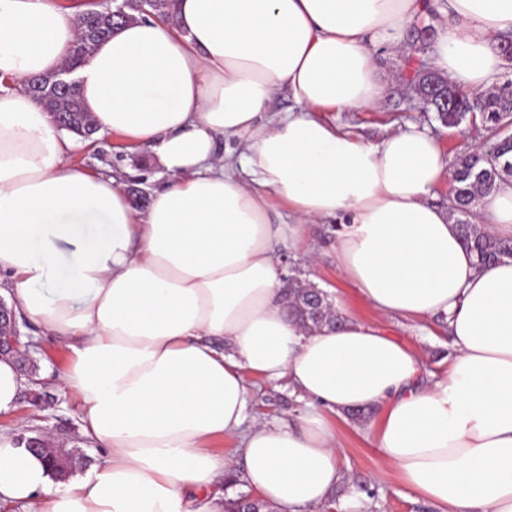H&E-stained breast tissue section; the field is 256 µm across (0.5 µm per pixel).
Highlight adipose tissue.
I'll return each instance as SVG.
<instances>
[{"label": "adipose tissue", "mask_w": 512, "mask_h": 512, "mask_svg": "<svg viewBox=\"0 0 512 512\" xmlns=\"http://www.w3.org/2000/svg\"><path fill=\"white\" fill-rule=\"evenodd\" d=\"M435 2L176 0L173 21L119 26L79 93L100 130L164 169L139 211L120 179L70 162L74 141L23 87L63 65L75 14L0 0V274L17 315L68 351L58 381L105 453L58 482L0 434V503L224 512L236 465L274 512H320L346 478L329 417L367 408L359 430L437 512H512V259L478 266L431 203L449 158L426 128L368 144L328 118L380 107V49L400 48ZM440 14L431 67L488 88L512 0H446ZM282 89L297 111L272 113ZM232 139L241 152L223 150ZM330 219L338 274L373 311L444 317L443 374L421 380L418 354L374 322L289 317L281 254ZM476 221L512 238V181L483 195ZM250 375L287 380L306 412L249 418ZM224 437L237 460L210 451Z\"/></svg>", "instance_id": "adipose-tissue-1"}]
</instances>
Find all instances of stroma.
I'll return each instance as SVG.
<instances>
[{
	"label": "stroma",
	"mask_w": 512,
	"mask_h": 512,
	"mask_svg": "<svg viewBox=\"0 0 512 512\" xmlns=\"http://www.w3.org/2000/svg\"><path fill=\"white\" fill-rule=\"evenodd\" d=\"M379 64L394 77L386 90L382 106L374 111L334 113L337 126L362 141L375 143L392 126L418 124L426 127L452 157L484 143L481 129L468 125L447 128L436 122L432 113L412 108L413 93L407 80L408 65L404 54L382 51ZM70 160L94 173L112 172L128 189L139 191L146 199L165 181L161 166L149 150L135 147L111 133L97 135L95 142L90 145L75 148ZM336 229L337 224L332 220L310 225L308 243L317 254L316 261H308L299 252L288 253L287 258L300 267L302 279L335 288L337 298L348 306L353 315L373 319L374 314L365 302L352 287L341 283L337 275L333 252ZM379 325L387 336L403 342L418 353L423 375L438 374L447 367L452 347L447 334L441 331L440 318H429L422 324L385 318L379 320ZM29 354L44 375L41 388L43 399L40 405L35 406L31 404L29 394H21L14 409L0 412V433L33 436L48 430L68 444L80 440V448L90 457L92 464L102 463V449L91 442L82 441L81 424L73 398L57 382L58 372L69 361L66 349L40 340ZM250 385V415L268 420L293 419L306 409L305 403L291 394L285 382L270 383L254 378ZM332 422L351 481L337 490L332 505L324 512H435L429 503L409 492L397 474L387 473L386 461L378 449L365 440L355 421L345 415H336Z\"/></svg>",
	"instance_id": "obj_1"
}]
</instances>
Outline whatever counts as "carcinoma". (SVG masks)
Masks as SVG:
<instances>
[{
	"label": "carcinoma",
	"mask_w": 512,
	"mask_h": 512,
	"mask_svg": "<svg viewBox=\"0 0 512 512\" xmlns=\"http://www.w3.org/2000/svg\"><path fill=\"white\" fill-rule=\"evenodd\" d=\"M174 0H123V14L113 20L98 16L88 9L79 17V35L69 53L66 65L77 68L89 57L93 48L110 36L119 25L151 16L169 20ZM434 27L428 25L413 30L409 42L410 57L422 58L430 47ZM438 90L427 91L429 78L416 74L410 78L415 98L423 108L435 113L441 125L457 128L465 122H480L491 136L494 151L485 155L481 151L458 154L451 165L452 190L448 195L450 217L456 224L459 236L476 257L478 264L487 265L503 258H512V239L492 236L471 223L473 209L482 195L498 182L512 180V80L500 87L479 93H464L447 78L435 75ZM27 91L45 105L50 112L59 114L65 130L84 134L96 120L87 113L77 90H58L54 74L37 77V83ZM313 294L306 290V283L295 277L288 278L286 307L291 316L303 323L337 325L340 318L329 309L312 305ZM46 460L55 479H65L86 465L88 458L79 447L62 448L52 454L39 451ZM225 512H267L269 506L251 498H227Z\"/></svg>",
	"instance_id": "cac0c4a2"
}]
</instances>
